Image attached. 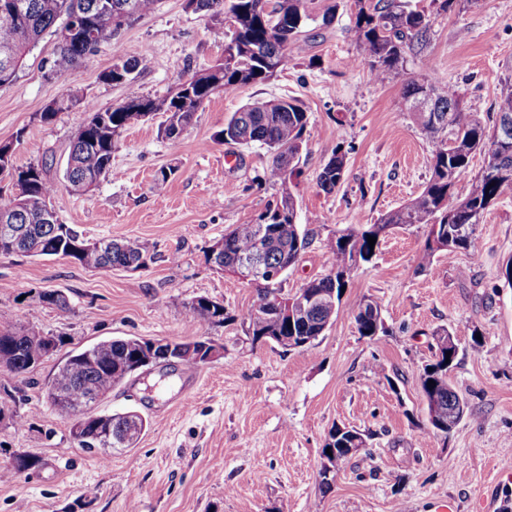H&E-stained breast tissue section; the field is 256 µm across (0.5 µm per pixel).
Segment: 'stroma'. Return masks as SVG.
<instances>
[{"mask_svg":"<svg viewBox=\"0 0 512 512\" xmlns=\"http://www.w3.org/2000/svg\"><path fill=\"white\" fill-rule=\"evenodd\" d=\"M409 3L428 15L429 41L409 56L399 82L376 84L355 64L354 9L338 0L331 24L307 27L302 55L269 80L212 96L179 145L160 136L158 120L131 125L90 194L58 189L60 223L87 239L139 243L150 255L146 268L91 270L0 254V328L36 322L66 338L28 374L0 370V402L21 392L26 418L21 426L0 420V512H512V285L502 275L512 259V191L478 226L479 258L439 253L424 270L428 226L381 238L372 260L348 278L331 324L305 347L254 344L240 323L204 326L186 311L198 296L231 312L256 299L206 261L208 247L255 219L270 196L257 185L270 160L265 149L217 137L245 104L294 99L309 116L292 190L311 243L283 278L291 295L327 274L337 232L368 227L423 189L431 152L402 98L405 82L430 76L452 84L470 111L493 123L512 76V0H453L445 11L437 0ZM214 24L186 0H158L71 73L52 71L56 40L45 36L0 85V141H16V166L54 159L50 176L61 180L87 117L84 101L106 108L166 97L180 78L223 57ZM124 52L144 54L146 68L126 83L104 82ZM73 95L72 107L39 121L48 105ZM339 142L349 148L345 179L327 193L318 176ZM163 169L171 176L161 185ZM313 215L326 223L309 224ZM49 291L62 292L67 309L43 303ZM365 296L382 312L383 330L371 338L354 319ZM443 328L458 339L450 378L470 409L446 437L430 430L420 384ZM123 336H207L224 351L205 366L132 376L107 394L99 412L136 411L149 425L136 447L103 460L74 445L69 421L48 409L43 390L64 355ZM337 425L366 434L367 446L340 463L326 491L321 451ZM16 454L35 457L39 468L8 474Z\"/></svg>","mask_w":512,"mask_h":512,"instance_id":"1","label":"stroma"}]
</instances>
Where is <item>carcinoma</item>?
<instances>
[{
  "label": "carcinoma",
  "instance_id": "carcinoma-1",
  "mask_svg": "<svg viewBox=\"0 0 512 512\" xmlns=\"http://www.w3.org/2000/svg\"><path fill=\"white\" fill-rule=\"evenodd\" d=\"M9 0H0V45L13 46L17 65H22L31 48L46 33L55 36L57 48L52 68L59 73L75 71L80 62L93 54L100 45L115 39L121 30L135 19L153 11L157 0H81L88 6L110 5L85 35H63L72 19L76 0H27L29 11L13 17L5 13ZM356 7L354 33L356 59L368 67L373 82L385 85L398 79L404 71L407 54L417 52L427 44L430 20L422 11L409 7L406 0H354ZM315 0H187L195 12L213 18L229 15L234 26H215L214 40L224 43V61L188 75L191 82L184 90L151 101L155 112L163 113L159 134L171 144L181 140L192 124L196 112L218 90L232 92L243 85L272 78L287 62L288 54H301L305 41L302 29L316 20ZM333 6L322 10V24L331 23ZM144 67V57L132 55L119 58L112 69L120 68L129 76ZM421 98L430 103V111L415 112L413 117L426 135L431 149V175L423 190L414 198L383 215L378 223L359 231L345 230L336 236L330 248L329 271L307 282L300 291L317 294L335 292L341 301L347 279L357 262H368V237L386 236L395 227L425 224L436 230L440 246L428 245L421 265L430 267L436 253L452 257L465 252L477 257V227L484 212L507 189L512 190V129L504 130L503 120L512 119V83L506 86L495 103L496 120L492 131L460 101L453 86L426 80L410 81L403 90V100L411 105ZM88 117L97 122L80 128L74 135L67 158L74 166L65 167L64 182L87 179L100 181L112 166L114 137L126 127L144 121L142 112L133 106L116 105L104 112L93 102H84ZM308 125V113L293 100L255 101L224 120L220 138L226 143L257 144L266 149L271 161L262 182L278 187L256 219L236 224L224 234V267L231 268L241 254H248L261 245L266 260L274 267L295 264L309 244L308 233L297 220L294 196L289 183L297 171L303 136ZM485 155L482 172L472 179L467 195L451 204L450 191L466 173L471 155ZM347 151L336 144L322 168L319 186L331 193L345 177ZM18 180L14 191L0 193V214H8V223L19 230L9 244L0 243V254L44 255L69 258L88 269L127 268L137 262L147 265L146 250L132 241L99 240L100 247L83 248L81 235L67 224H49L43 219V207L57 192L56 182L49 178L53 162L47 160L26 168L14 166ZM264 224L267 236L258 240L256 228ZM257 299L248 309L232 314L224 304L206 296L194 298L187 313L201 324L220 326L240 322L254 344L260 339L269 342L277 336H305L314 341L331 322L335 311L317 306L305 318L288 327L281 316L277 297L287 298L281 280L255 287ZM358 333L372 337L383 329L381 307L372 297H364L355 305ZM17 332L0 330V357L8 363L7 371L24 374L49 357L41 345L15 339ZM137 336L111 338L86 349L68 354L45 390V403L55 414L71 419L76 405L92 393L107 394L122 384L120 375L140 346ZM213 345L204 336L198 341L175 342L179 348L178 363L196 367L198 347ZM457 354L437 349L436 361L421 376L430 427L435 434L448 435L468 415L467 403L452 385L448 371ZM435 381L429 386L428 381ZM80 448L101 450L106 447L103 432L90 420L84 436L76 441Z\"/></svg>",
  "mask_w": 512,
  "mask_h": 512
}]
</instances>
